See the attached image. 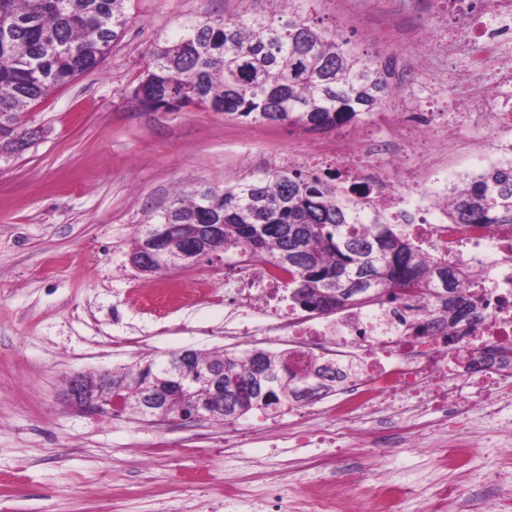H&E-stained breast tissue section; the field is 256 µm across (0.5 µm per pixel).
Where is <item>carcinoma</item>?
Listing matches in <instances>:
<instances>
[{"label":"carcinoma","instance_id":"obj_1","mask_svg":"<svg viewBox=\"0 0 512 512\" xmlns=\"http://www.w3.org/2000/svg\"><path fill=\"white\" fill-rule=\"evenodd\" d=\"M125 2L0 0L1 129L18 132L20 112L101 64L128 24ZM302 2L187 22L174 39L155 45L131 101L143 112L193 106L255 123L324 129L376 111L394 89L390 61L319 28L297 8ZM448 218L512 225V163L458 185ZM166 224L224 225L213 246L243 250L292 275L291 298L304 309L332 314L364 290L382 301L426 295L435 323L471 322L473 302L455 287V276L440 281L448 268L426 263L410 235L365 194L342 193L331 174L272 170L235 186H203L173 198L152 226ZM195 362V397L208 395L202 374L212 367H224V387L239 389L213 417L219 423L333 392L344 378L297 351L198 352ZM146 387L168 400L173 414L191 404L169 390L160 357L130 369L125 409L141 408Z\"/></svg>","mask_w":512,"mask_h":512}]
</instances>
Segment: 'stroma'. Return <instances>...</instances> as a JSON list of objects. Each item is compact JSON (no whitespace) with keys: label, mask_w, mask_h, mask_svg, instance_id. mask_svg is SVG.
Wrapping results in <instances>:
<instances>
[{"label":"stroma","mask_w":512,"mask_h":512,"mask_svg":"<svg viewBox=\"0 0 512 512\" xmlns=\"http://www.w3.org/2000/svg\"><path fill=\"white\" fill-rule=\"evenodd\" d=\"M270 0H129L128 26L101 65L19 117L35 139L0 156V512H224L243 483L297 512L303 474L343 481L372 463L393 483L512 487V447L474 437L467 465L433 455L374 457L282 447L276 437L221 453L224 427L206 419L148 421L87 412L65 401L68 380L128 368L183 349L224 347V260L156 276L130 263L136 229L175 191L232 186L273 169L313 171L348 126L329 131L251 123L221 112H142L128 90L152 47L189 20L270 11ZM312 21L357 50L391 58L414 86L430 83L433 39L402 43L394 0H312ZM422 96L386 100L358 127L382 135ZM180 281L184 297L151 305L150 288Z\"/></svg>","instance_id":"35a3bbf8"}]
</instances>
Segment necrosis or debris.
I'll use <instances>...</instances> for the list:
<instances>
[{
  "label": "necrosis or debris",
  "instance_id": "necrosis-or-debris-1",
  "mask_svg": "<svg viewBox=\"0 0 512 512\" xmlns=\"http://www.w3.org/2000/svg\"><path fill=\"white\" fill-rule=\"evenodd\" d=\"M435 45L448 63L462 64L465 84L431 87L439 112H409L385 138L364 140V164L348 142L321 164L344 188H358L371 204L404 225L423 259L451 268L475 302L481 320L445 332H417L429 300L365 301L323 316L294 305L288 277L246 253L224 267V343L255 339L288 343L309 357L356 374L335 393L307 404H283L271 425L294 447L345 448L360 440L367 456L398 448L425 455L447 451L460 462L480 430L512 444V225L454 224L448 203L460 173L448 157L480 152L482 166L512 163V0H448V22ZM480 87L476 103L470 87ZM434 131L436 154L424 151L420 129ZM407 488L370 469L353 472L342 490L310 502V512H401ZM421 512H512V493L496 500L463 486H446Z\"/></svg>",
  "mask_w": 512,
  "mask_h": 512
}]
</instances>
